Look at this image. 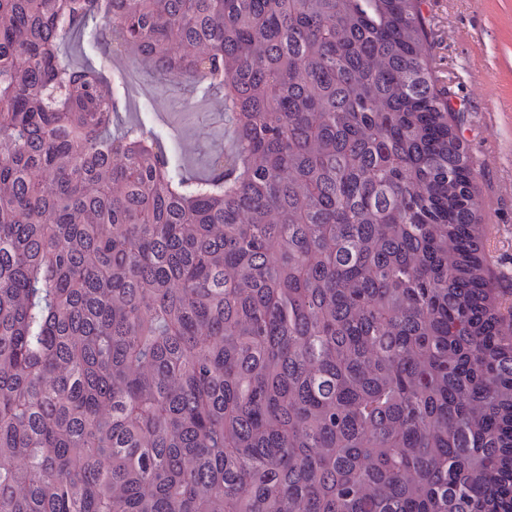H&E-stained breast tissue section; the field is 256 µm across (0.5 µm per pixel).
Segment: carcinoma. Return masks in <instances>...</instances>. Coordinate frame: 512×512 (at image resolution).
Returning <instances> with one entry per match:
<instances>
[{"label":"carcinoma","instance_id":"carcinoma-1","mask_svg":"<svg viewBox=\"0 0 512 512\" xmlns=\"http://www.w3.org/2000/svg\"><path fill=\"white\" fill-rule=\"evenodd\" d=\"M424 0H0V512H512L498 299ZM204 83L199 175L61 48Z\"/></svg>","mask_w":512,"mask_h":512}]
</instances>
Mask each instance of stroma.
<instances>
[{"label":"stroma","mask_w":512,"mask_h":512,"mask_svg":"<svg viewBox=\"0 0 512 512\" xmlns=\"http://www.w3.org/2000/svg\"><path fill=\"white\" fill-rule=\"evenodd\" d=\"M424 15L439 88L460 107L468 154L476 164V195L493 234L485 245L499 274V290L512 296V0H426ZM109 34L100 21L86 23L63 49L69 64L105 71L116 94L129 97L124 121L142 124L160 139L172 160L203 172L212 155L229 150L232 128L203 87L184 93L157 74L109 62ZM168 102L156 111L154 99ZM208 133L198 136V120Z\"/></svg>","instance_id":"35a3bbf8"}]
</instances>
